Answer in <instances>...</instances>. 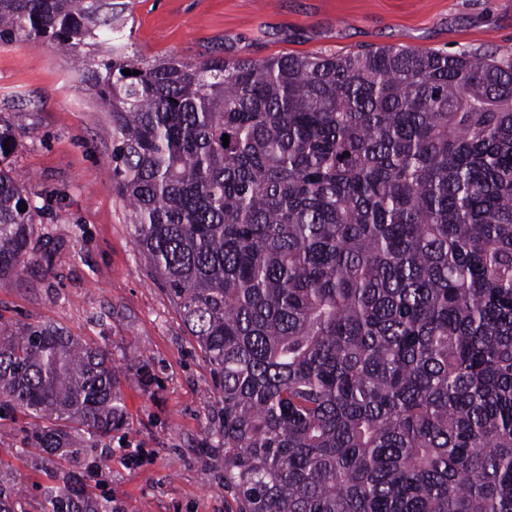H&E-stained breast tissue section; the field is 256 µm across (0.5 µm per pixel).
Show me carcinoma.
<instances>
[{
    "label": "carcinoma",
    "mask_w": 512,
    "mask_h": 512,
    "mask_svg": "<svg viewBox=\"0 0 512 512\" xmlns=\"http://www.w3.org/2000/svg\"><path fill=\"white\" fill-rule=\"evenodd\" d=\"M128 11L0 0V40L70 53L110 114L112 186L212 367L238 512H512V57L145 61ZM17 149L0 116V277L40 211ZM121 377L105 346L0 319V412L30 448L109 447ZM53 479L42 512H113Z\"/></svg>",
    "instance_id": "1"
}]
</instances>
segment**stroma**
Instances as JSON below:
<instances>
[{"instance_id": "stroma-1", "label": "stroma", "mask_w": 512, "mask_h": 512, "mask_svg": "<svg viewBox=\"0 0 512 512\" xmlns=\"http://www.w3.org/2000/svg\"><path fill=\"white\" fill-rule=\"evenodd\" d=\"M129 25L146 60L379 46L512 54V0H133ZM0 113L16 118L14 176L41 209L30 263L0 277V316L54 322L107 346L123 371L127 425L98 450L88 485L118 512H237L211 367L112 189L109 113L71 56L19 41L0 42ZM22 426L0 420V487L23 485L29 512H41L51 475L75 464L24 449Z\"/></svg>"}]
</instances>
